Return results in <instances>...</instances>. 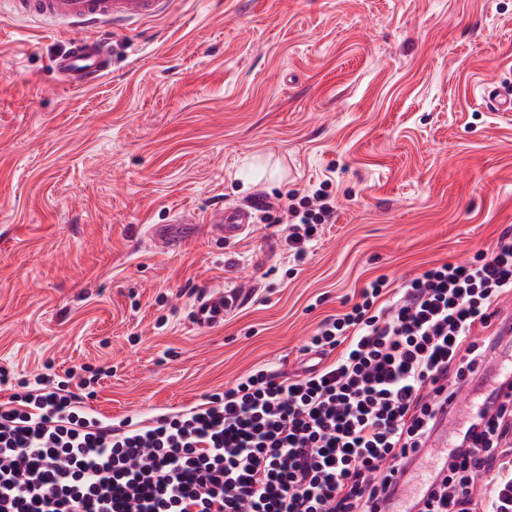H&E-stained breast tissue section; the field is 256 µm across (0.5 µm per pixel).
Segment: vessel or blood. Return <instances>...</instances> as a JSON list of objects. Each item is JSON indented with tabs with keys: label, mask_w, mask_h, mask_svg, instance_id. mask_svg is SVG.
<instances>
[{
	"label": "vessel or blood",
	"mask_w": 512,
	"mask_h": 512,
	"mask_svg": "<svg viewBox=\"0 0 512 512\" xmlns=\"http://www.w3.org/2000/svg\"><path fill=\"white\" fill-rule=\"evenodd\" d=\"M7 12L13 17L41 22L53 31L76 28L87 31L107 28L119 34L128 25L145 23L169 13L174 0H4ZM109 53L104 42L90 38L70 41L67 52L56 68L70 88H85L96 84L109 72ZM483 98L494 112L512 110V83L485 86ZM255 208L217 207L202 219L208 235L216 242L232 244L249 234L254 224ZM194 212L184 210L174 215L170 223L155 225L150 233L155 246L161 250L182 244L184 229L194 227ZM240 302L238 291L224 288L206 289L191 308V325L197 330L222 326Z\"/></svg>",
	"instance_id": "vessel-or-blood-1"
}]
</instances>
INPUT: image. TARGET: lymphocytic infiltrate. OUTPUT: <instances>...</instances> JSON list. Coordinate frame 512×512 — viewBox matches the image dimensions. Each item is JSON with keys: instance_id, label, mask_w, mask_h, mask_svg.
Masks as SVG:
<instances>
[{"instance_id": "obj_1", "label": "lymphocytic infiltrate", "mask_w": 512, "mask_h": 512, "mask_svg": "<svg viewBox=\"0 0 512 512\" xmlns=\"http://www.w3.org/2000/svg\"><path fill=\"white\" fill-rule=\"evenodd\" d=\"M303 255L336 221L328 182L266 205ZM512 229L491 255L442 263L323 319L284 378L258 368L142 426L87 407L98 375L18 382L0 402V512H378L398 497L437 424L499 347ZM512 512V379L484 399L413 512Z\"/></svg>"}]
</instances>
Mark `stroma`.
Instances as JSON below:
<instances>
[{"label":"stroma","mask_w":512,"mask_h":512,"mask_svg":"<svg viewBox=\"0 0 512 512\" xmlns=\"http://www.w3.org/2000/svg\"><path fill=\"white\" fill-rule=\"evenodd\" d=\"M59 34L0 15V368L104 370L92 407L143 421L257 367L291 375L369 280L491 251L512 226V0H177L108 41L98 85L60 84ZM336 221L303 259L281 227L224 246L177 210L315 189ZM244 294L222 328L201 290ZM483 98L491 111L511 112L512 82L509 84L500 82L485 86ZM198 223L194 212L189 210L175 213L170 224H157L152 228L149 237L154 241L155 246L160 250H168L174 246L181 245L187 234L183 229L193 228ZM178 229H181L177 232ZM240 302L237 290L224 288L206 289L191 308V325L196 330H210L224 325Z\"/></svg>","instance_id":"1"}]
</instances>
